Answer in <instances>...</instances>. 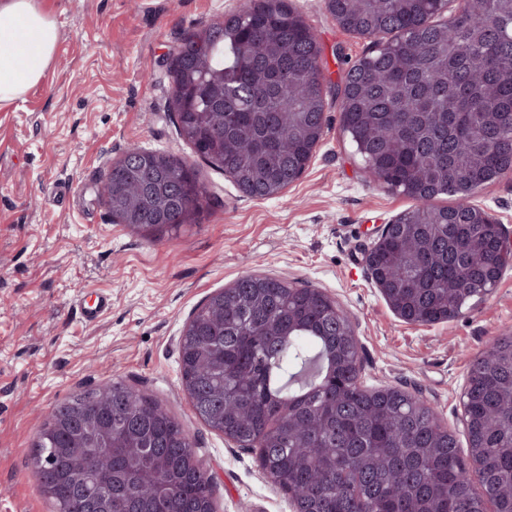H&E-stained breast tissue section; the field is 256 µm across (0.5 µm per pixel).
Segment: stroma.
<instances>
[{"instance_id": "obj_1", "label": "stroma", "mask_w": 512, "mask_h": 512, "mask_svg": "<svg viewBox=\"0 0 512 512\" xmlns=\"http://www.w3.org/2000/svg\"><path fill=\"white\" fill-rule=\"evenodd\" d=\"M59 40L45 80L0 105V512H54L28 458L57 404L111 380L153 394L192 438L216 512H292L254 450L209 430L179 381L178 341L193 309L246 274L321 289L352 322L361 379L419 395L464 438L461 393L472 362L512 334V265L462 317L403 322L366 258L381 225L413 204L367 182L328 95L325 133L280 200L244 196L201 161L170 110L166 60L182 36L245 0H41ZM318 36L335 88L370 39L342 29L324 0H292ZM136 146L193 166L212 194L201 223L153 235L113 220L100 188ZM512 233V177L471 198ZM111 305L95 321L82 306Z\"/></svg>"}]
</instances>
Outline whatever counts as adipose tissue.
Wrapping results in <instances>:
<instances>
[{"label": "adipose tissue", "instance_id": "obj_1", "mask_svg": "<svg viewBox=\"0 0 512 512\" xmlns=\"http://www.w3.org/2000/svg\"><path fill=\"white\" fill-rule=\"evenodd\" d=\"M58 36L38 0H0V103L22 98L46 77Z\"/></svg>", "mask_w": 512, "mask_h": 512}]
</instances>
